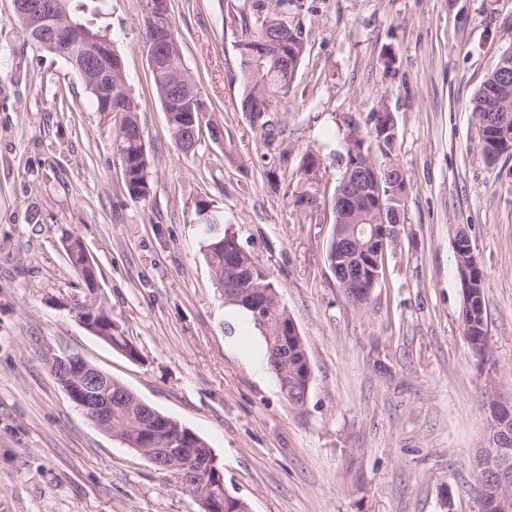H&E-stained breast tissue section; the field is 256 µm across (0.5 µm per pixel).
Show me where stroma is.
Returning <instances> with one entry per match:
<instances>
[{
    "instance_id": "1",
    "label": "stroma",
    "mask_w": 512,
    "mask_h": 512,
    "mask_svg": "<svg viewBox=\"0 0 512 512\" xmlns=\"http://www.w3.org/2000/svg\"><path fill=\"white\" fill-rule=\"evenodd\" d=\"M255 0H171L181 60L224 123L194 154L175 147L143 49L142 0H102L150 161L130 198L117 129L81 76L37 45L0 0V512H202L144 455L97 427L29 348L76 353L204 438L225 490L251 512H478L474 453L487 447V378L512 392V158L487 163L469 102L512 48V0H275L308 48L269 114L287 162L241 100L238 44ZM394 64H387V55ZM396 118L404 230L366 308L327 260L348 124ZM320 162L317 181L300 169ZM325 198L312 212L295 199ZM223 212L269 270L305 343L312 378L297 408L263 338L225 303L202 245L198 201ZM465 228L485 280L488 360L462 331L453 240ZM81 239L132 360L81 324L62 245Z\"/></svg>"
}]
</instances>
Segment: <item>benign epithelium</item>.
I'll use <instances>...</instances> for the list:
<instances>
[{
  "mask_svg": "<svg viewBox=\"0 0 512 512\" xmlns=\"http://www.w3.org/2000/svg\"><path fill=\"white\" fill-rule=\"evenodd\" d=\"M34 23L45 19H61L69 25L71 36L89 49V53L100 60V71L94 76V92L107 101L112 111V67L122 68L121 60H112V45L93 35L86 27L70 21L64 0H48L36 5L33 13ZM165 16V0H148L144 9V19L152 25L155 39L166 44L173 40L168 27L162 25ZM512 50L500 57L498 65L501 87L512 89ZM503 112L499 114L495 125L498 128L494 144L512 143V131L508 130L509 110L507 100H502ZM358 150L350 148V156L344 158L348 171L346 178L336 192V211L339 215L335 227L333 263L336 279L345 287L358 288L367 296L372 295L378 281L381 258L387 245L394 244L402 234L403 225L400 209L395 204L401 202L406 189V178L401 168L393 163L381 166L373 158L363 160L357 157ZM375 215L376 224L372 225V241L377 246L370 251L356 249L355 231L349 221L359 215ZM479 269V264H461L459 269L463 288V320L474 319L478 315L477 293L472 289L471 277ZM239 287L248 296V304L261 321L274 315L278 321L279 333L283 336L298 333L297 326L287 314H281L279 301H269L266 294L258 288L249 287V283L240 281ZM100 288L94 289L95 299L91 306L85 307L77 315L78 320L96 336L112 342V336L96 322L100 310L98 302ZM30 346L35 353L50 360L56 381L68 393L69 397L84 411L92 414L96 425L105 431L112 430V378L91 364L82 368L74 366V357L68 353H56L48 347L44 338L32 337ZM485 395L495 405L501 424L512 419V394H504L493 380H488ZM143 417L144 443L148 445L146 456L161 471L169 470L168 460L173 456L182 458L183 474L177 475L181 486L193 494L203 505L205 512L220 505L224 491L216 489L209 480L208 471L195 465V449L186 445L182 432L170 430V421L149 407H144ZM496 447L482 448L476 455L478 481L482 489L492 486L498 494L500 512H512V434L501 429L496 436Z\"/></svg>",
  "mask_w": 512,
  "mask_h": 512,
  "instance_id": "1",
  "label": "benign epithelium"
}]
</instances>
